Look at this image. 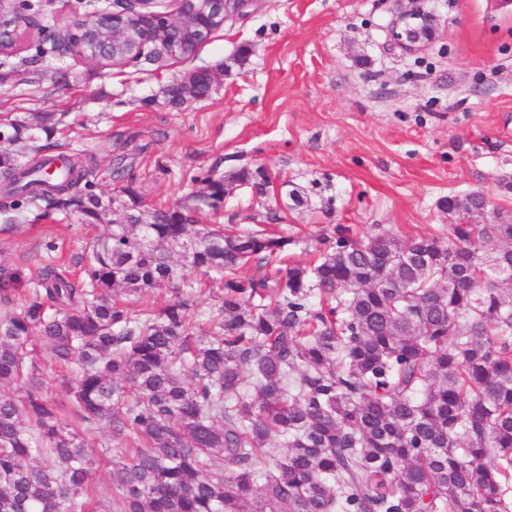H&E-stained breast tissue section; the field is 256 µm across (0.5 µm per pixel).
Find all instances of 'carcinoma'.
<instances>
[{"instance_id": "1", "label": "carcinoma", "mask_w": 512, "mask_h": 512, "mask_svg": "<svg viewBox=\"0 0 512 512\" xmlns=\"http://www.w3.org/2000/svg\"><path fill=\"white\" fill-rule=\"evenodd\" d=\"M57 52L48 34L28 63ZM52 121L0 126V234L55 214L107 231L79 281L0 269V512H512V224L465 222L486 193L444 200L446 242L339 225L291 265L265 229L108 219L96 158L58 151ZM193 181V207L218 211L224 178ZM199 275L222 283L209 312ZM44 354L68 369L64 402ZM102 427L130 442L106 486L85 439ZM131 311L133 314H138L139 311L145 306H152L155 308H160L167 304L174 298V293L169 286H164L163 288L151 290L145 293L142 297H131Z\"/></svg>"}]
</instances>
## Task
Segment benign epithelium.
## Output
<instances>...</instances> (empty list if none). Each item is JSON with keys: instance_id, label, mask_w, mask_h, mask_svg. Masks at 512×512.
I'll use <instances>...</instances> for the list:
<instances>
[{"instance_id": "obj_1", "label": "benign epithelium", "mask_w": 512, "mask_h": 512, "mask_svg": "<svg viewBox=\"0 0 512 512\" xmlns=\"http://www.w3.org/2000/svg\"><path fill=\"white\" fill-rule=\"evenodd\" d=\"M14 0H0V53L12 50L22 23L13 20ZM256 0H171V9H161V0H113L97 12L102 24L91 29L88 15L78 23L80 34L63 40L66 52L103 66L122 55L131 62L143 58L157 61L183 56L227 21L245 14ZM434 28V15L421 0H408L391 24L394 43L407 53L427 46Z\"/></svg>"}]
</instances>
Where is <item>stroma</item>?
<instances>
[{"instance_id":"obj_1","label":"stroma","mask_w":512,"mask_h":512,"mask_svg":"<svg viewBox=\"0 0 512 512\" xmlns=\"http://www.w3.org/2000/svg\"><path fill=\"white\" fill-rule=\"evenodd\" d=\"M39 2L38 27L0 59V124L62 116L55 140L95 155L102 197L130 183L147 204L173 205L199 191L192 173L265 168L300 204L234 184L223 209L199 220L289 237L294 263L311 261L337 224L362 238H447L448 196L488 193L471 223L512 218V193L499 186L512 176V7L425 0L435 32L408 54L390 37L401 0H259L182 57L103 67L53 55L19 75L42 28L79 19L77 0ZM200 69L217 76L209 97L170 104L167 85ZM102 232L73 216L47 219L0 235V258L24 281L48 264L73 274Z\"/></svg>"}]
</instances>
